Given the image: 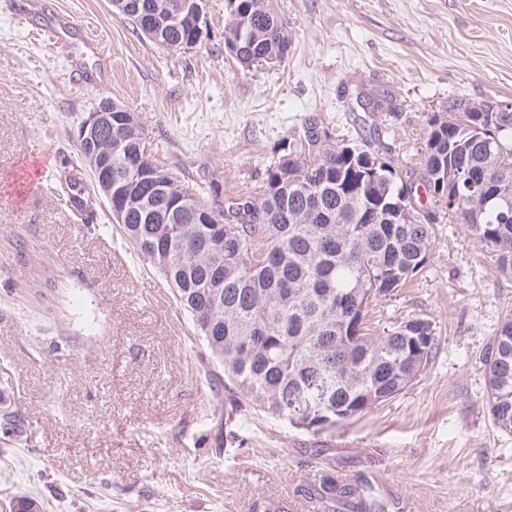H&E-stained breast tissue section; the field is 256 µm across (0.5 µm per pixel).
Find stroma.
Masks as SVG:
<instances>
[{"mask_svg": "<svg viewBox=\"0 0 512 512\" xmlns=\"http://www.w3.org/2000/svg\"><path fill=\"white\" fill-rule=\"evenodd\" d=\"M291 39L248 69L224 49V0L193 47L167 50L109 0H0V512H307L325 477L394 487L408 512H512V433L487 407L483 357L512 275L440 212L423 270L369 308L414 317L433 360L403 392L321 432L235 409L163 275L126 247L74 132L101 96L141 119L177 175L258 193L273 148L319 115L398 172L422 173L450 102L512 101V0H271ZM58 28L67 47L34 38ZM378 110H363L365 101ZM52 156L21 203L9 177ZM79 182L93 203L74 212Z\"/></svg>", "mask_w": 512, "mask_h": 512, "instance_id": "obj_1", "label": "stroma"}]
</instances>
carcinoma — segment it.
Listing matches in <instances>:
<instances>
[{
	"instance_id": "obj_1",
	"label": "carcinoma",
	"mask_w": 512,
	"mask_h": 512,
	"mask_svg": "<svg viewBox=\"0 0 512 512\" xmlns=\"http://www.w3.org/2000/svg\"><path fill=\"white\" fill-rule=\"evenodd\" d=\"M142 34L160 31V46H192L197 19L158 28L180 0H131ZM224 46L240 38L244 67L282 60L290 40L269 0H224ZM488 101L449 103L433 119L421 181L402 178L370 144L347 143L319 131L311 113L280 140L261 192L213 203L195 184L177 179L168 193L128 174L151 168L144 125L112 106V177L125 178V242L161 265L204 341L224 368V389L240 407L255 404L273 417L294 413L312 423L318 404L336 423L400 394L425 368L436 339L431 322L412 318L373 333L370 305L417 276L433 245V227L419 205L447 197L451 218L464 225L503 274H512V111ZM194 189L188 207H171L177 187ZM487 404L494 425L512 432V318L501 320L484 360ZM322 492L349 512H384L367 483L328 477Z\"/></svg>"
}]
</instances>
